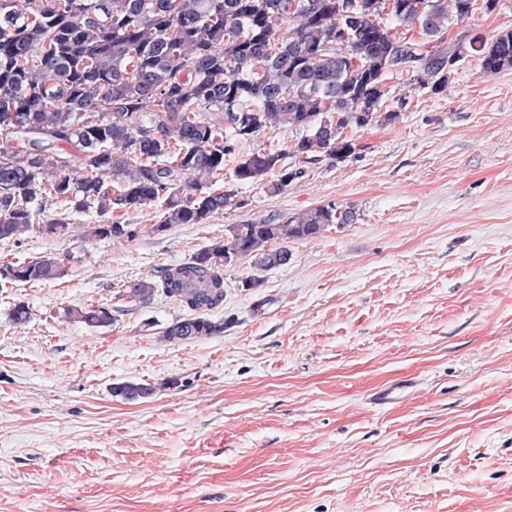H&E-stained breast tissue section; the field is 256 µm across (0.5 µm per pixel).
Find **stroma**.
Returning a JSON list of instances; mask_svg holds the SVG:
<instances>
[{"mask_svg":"<svg viewBox=\"0 0 512 512\" xmlns=\"http://www.w3.org/2000/svg\"><path fill=\"white\" fill-rule=\"evenodd\" d=\"M508 30L498 0L447 36ZM404 80L399 120L355 129L350 157L240 187L206 223L156 232L148 206L121 216L133 238L81 241L43 227L102 216L48 200L0 240V265L69 261L0 288V512H512V70L463 62L442 95ZM328 202L354 223L289 243L262 285L225 268L221 334L162 341L185 309L124 296L230 225ZM91 306L111 326L66 316ZM128 380L157 390L113 396Z\"/></svg>","mask_w":512,"mask_h":512,"instance_id":"1","label":"stroma"}]
</instances>
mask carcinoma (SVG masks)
Returning <instances> with one entry per match:
<instances>
[{"mask_svg":"<svg viewBox=\"0 0 512 512\" xmlns=\"http://www.w3.org/2000/svg\"><path fill=\"white\" fill-rule=\"evenodd\" d=\"M476 0H357L351 38L336 41L342 0H0V240L34 229L37 207L62 199L85 213L137 211L161 203L153 230L203 224L238 205L237 187L285 190L324 153L354 154L348 129L393 124L405 98H389L396 68L405 84L444 93L458 63L480 73L512 69V30L490 41L446 43L448 25L472 15ZM418 25L427 39L393 32ZM397 110L384 108L387 101ZM301 136L282 149L244 151L266 131ZM235 159V186L213 189ZM291 157L298 163L289 165ZM329 202L275 224H235L222 240L159 278L125 285L140 305L157 294L188 315L163 340L186 342L223 331L207 312L224 304V268L247 261L257 272L288 263V243L353 223ZM83 238L133 237L127 225L85 224ZM62 260L45 255L0 266V288L52 282ZM91 328L112 324L105 307L69 308ZM154 391L123 382L126 400Z\"/></svg>","mask_w":512,"mask_h":512,"instance_id":"carcinoma-1","label":"carcinoma"}]
</instances>
